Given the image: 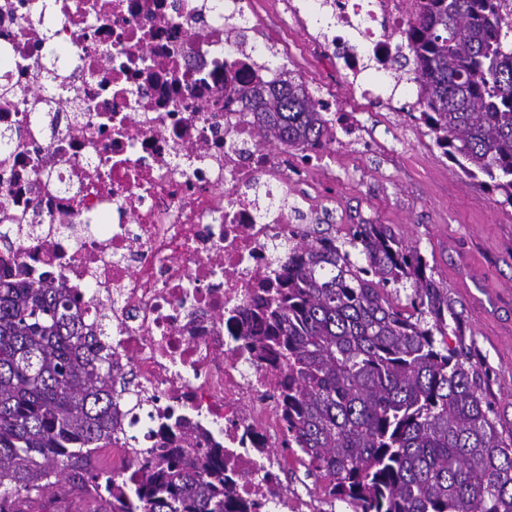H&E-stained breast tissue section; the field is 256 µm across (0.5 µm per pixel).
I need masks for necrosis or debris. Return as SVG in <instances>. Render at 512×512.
<instances>
[{
	"instance_id": "1",
	"label": "necrosis or debris",
	"mask_w": 512,
	"mask_h": 512,
	"mask_svg": "<svg viewBox=\"0 0 512 512\" xmlns=\"http://www.w3.org/2000/svg\"><path fill=\"white\" fill-rule=\"evenodd\" d=\"M255 3L0 0V275L76 289L88 321H109L113 359L149 398L117 407L115 472L140 467L125 429L201 447L214 431L236 501L324 512L288 493L278 379L241 338L280 271L272 243L297 227L289 192L325 160L265 149L242 109L241 89L282 78L240 35ZM281 3L313 30L305 51L322 69L355 76L370 60L389 77L427 0ZM52 48L65 79L50 85ZM321 102L332 141L363 140L333 92Z\"/></svg>"
}]
</instances>
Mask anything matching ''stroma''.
<instances>
[{
	"label": "stroma",
	"mask_w": 512,
	"mask_h": 512,
	"mask_svg": "<svg viewBox=\"0 0 512 512\" xmlns=\"http://www.w3.org/2000/svg\"><path fill=\"white\" fill-rule=\"evenodd\" d=\"M249 38L304 35L276 0H266L246 21ZM378 102L361 100L346 82L336 83V104L354 110L370 140L348 149L330 144L327 160L309 180L324 192L319 232L342 234L346 225L388 224L418 245L436 277L448 287V303L460 316L449 347L481 376L503 439L512 438V207L501 206L476 180L459 174L412 122L413 86H385Z\"/></svg>",
	"instance_id": "obj_1"
}]
</instances>
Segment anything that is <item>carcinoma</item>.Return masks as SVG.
Listing matches in <instances>:
<instances>
[{"mask_svg":"<svg viewBox=\"0 0 512 512\" xmlns=\"http://www.w3.org/2000/svg\"><path fill=\"white\" fill-rule=\"evenodd\" d=\"M409 52L423 104L410 117L512 206V16L498 0H428ZM241 103L264 143L304 153L330 142L304 84L250 87ZM282 252L279 285L253 299L243 337L282 375L283 447L355 512H512V440L477 369L445 341L460 319L418 246L388 224H354L341 239L301 228ZM103 332L72 289L0 278V512H24L66 473L71 491L112 494L114 476L86 468L112 442L124 392ZM172 442L143 449L110 512H226L224 447Z\"/></svg>","mask_w":512,"mask_h":512,"instance_id":"cac0c4a2","label":"carcinoma"}]
</instances>
